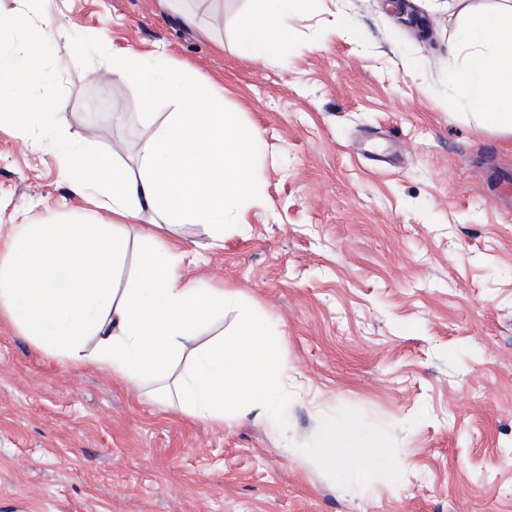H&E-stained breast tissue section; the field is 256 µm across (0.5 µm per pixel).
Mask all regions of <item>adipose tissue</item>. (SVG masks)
I'll use <instances>...</instances> for the list:
<instances>
[{
	"instance_id": "ef3b65f1",
	"label": "adipose tissue",
	"mask_w": 512,
	"mask_h": 512,
	"mask_svg": "<svg viewBox=\"0 0 512 512\" xmlns=\"http://www.w3.org/2000/svg\"><path fill=\"white\" fill-rule=\"evenodd\" d=\"M250 2L237 38L261 58L271 45L288 48V21L308 12L312 0ZM8 29L0 81L21 83L31 96L27 106L0 113V129L28 137L40 124L36 146L55 153L61 179L94 208L76 221L15 225L0 257V308L61 363L92 365L136 392L152 387L161 402L187 416L218 425L246 415L266 419L282 398L287 373L271 321L238 291L186 279L179 244L158 242L149 231L141 236L135 272L126 274L129 241L122 227L151 215L169 230L202 224L222 239L225 225L238 223L259 193L256 129L225 110L223 97L190 71L171 69L160 56L125 54L112 75L136 85L143 106L159 98L183 106L141 140L136 170L128 172L87 142L71 141L57 117L48 48L62 30L48 19L34 21L23 8ZM451 53L462 63L449 69L448 83L474 108L477 126L512 134V0L465 7ZM108 213L118 223L105 221ZM225 309L236 313L233 333L198 343L200 327ZM314 453L326 468L369 471L387 487L398 481L383 443L357 438L335 417L321 419Z\"/></svg>"
}]
</instances>
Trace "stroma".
I'll return each mask as SVG.
<instances>
[{
  "label": "stroma",
  "instance_id": "stroma-1",
  "mask_svg": "<svg viewBox=\"0 0 512 512\" xmlns=\"http://www.w3.org/2000/svg\"><path fill=\"white\" fill-rule=\"evenodd\" d=\"M69 138L133 169L153 121L112 63L164 53L260 134V196L223 242L181 225L183 274L240 291L288 366L276 418L220 426L58 362L0 311V512H512V135L448 84L462 0H315L288 52L236 40L247 0H41ZM192 14L194 25L182 21ZM419 16L432 29L409 25ZM55 156L0 130V251L79 211ZM380 438L392 489L312 455L320 417Z\"/></svg>",
  "mask_w": 512,
  "mask_h": 512
}]
</instances>
